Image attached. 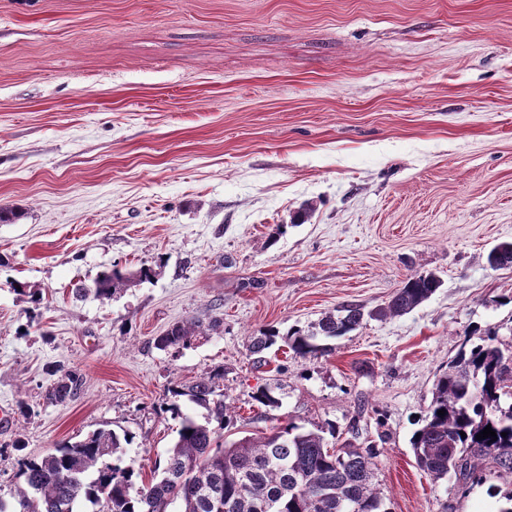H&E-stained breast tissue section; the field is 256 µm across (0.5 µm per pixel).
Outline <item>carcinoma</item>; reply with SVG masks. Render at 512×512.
<instances>
[{"instance_id": "1", "label": "carcinoma", "mask_w": 512, "mask_h": 512, "mask_svg": "<svg viewBox=\"0 0 512 512\" xmlns=\"http://www.w3.org/2000/svg\"><path fill=\"white\" fill-rule=\"evenodd\" d=\"M487 260L493 267H511L512 242L495 246ZM152 275L150 267L130 272L114 265L100 273L93 288L76 292L109 300ZM441 286L432 273L412 276L375 317L408 314ZM363 318L359 306L346 304L307 331L262 330L251 337L249 352L259 357L281 340L295 355L314 358L325 350L321 341L347 334ZM223 326L224 318L217 315L181 320L157 336L154 346L178 353L194 338L218 334ZM223 381L224 369L218 367L189 384L167 387L165 411L180 419V428L151 482L144 483L141 469L126 460L134 435L99 428L41 457L19 460L17 512H169L173 504L179 505L178 512H387L374 482L381 449L373 443L330 448L324 432L335 434L332 425L306 430L290 422L256 437L221 442L218 431L229 421ZM82 385L81 375L66 374L48 390L47 403H67ZM185 402L205 409L206 421L185 414ZM420 422L411 445L419 466L434 479L452 472L466 481L485 466L512 479V351L496 345L490 331L466 336L436 377ZM488 425L497 437L477 439Z\"/></svg>"}]
</instances>
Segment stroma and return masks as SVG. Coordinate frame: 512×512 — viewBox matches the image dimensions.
<instances>
[{"label": "stroma", "instance_id": "35a3bbf8", "mask_svg": "<svg viewBox=\"0 0 512 512\" xmlns=\"http://www.w3.org/2000/svg\"><path fill=\"white\" fill-rule=\"evenodd\" d=\"M0 208L7 505L19 456L98 428L132 432L151 480L179 429L166 388L217 366L224 439L383 437L390 512H498L512 491L488 468L433 479L411 448L464 336L512 347V267L487 261L512 241V0H0ZM115 263L155 275L76 297ZM421 273L430 299L374 318ZM345 304L362 325L317 358L247 350ZM214 313L221 334L154 347ZM68 371L83 388L48 404ZM224 319L220 316H211L207 320L189 318L173 323L154 340V346L160 351L169 353L180 352L192 344L197 336H209L213 333L223 332ZM222 328V330H221Z\"/></svg>", "mask_w": 512, "mask_h": 512}]
</instances>
